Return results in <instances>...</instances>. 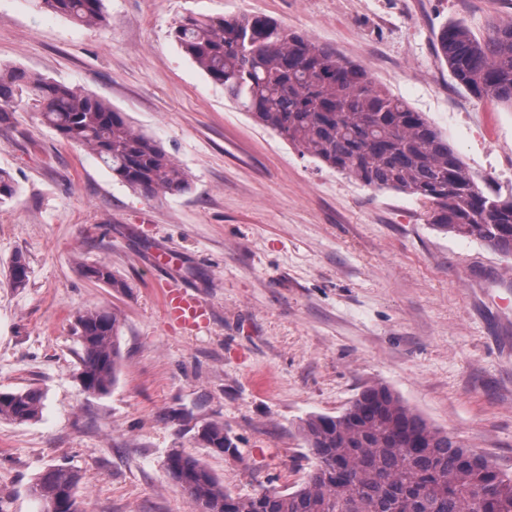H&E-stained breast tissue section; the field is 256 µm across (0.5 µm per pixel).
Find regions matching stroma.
Wrapping results in <instances>:
<instances>
[{
    "instance_id": "35a3bbf8",
    "label": "stroma",
    "mask_w": 512,
    "mask_h": 512,
    "mask_svg": "<svg viewBox=\"0 0 512 512\" xmlns=\"http://www.w3.org/2000/svg\"><path fill=\"white\" fill-rule=\"evenodd\" d=\"M80 26L42 0H0V68L80 87L125 113L188 175L152 199L22 107L0 123V390L35 387L38 420H0V512H43L51 465L80 477L84 512H190L165 460L181 450L233 495L301 483L298 434L380 382L430 424L512 472V256L427 224L420 201L301 156L230 102L172 37L183 16L262 15L363 64L448 139L479 181L512 193V108L453 79L438 34L483 39L512 0H103ZM25 287L6 277L15 254ZM170 256L166 268L155 255ZM108 264L125 281L84 277ZM174 278L209 308L200 333L167 321ZM116 310L122 362L105 395L75 375V319ZM223 423L236 445L197 441ZM83 276L102 282L112 288H125L126 284L118 279L112 269L105 263L84 265L81 268ZM197 440L202 442L206 448H210L213 453L224 455L235 449L232 439L224 432V425L218 422L206 424L197 433Z\"/></svg>"
}]
</instances>
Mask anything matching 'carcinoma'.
<instances>
[{"mask_svg":"<svg viewBox=\"0 0 512 512\" xmlns=\"http://www.w3.org/2000/svg\"><path fill=\"white\" fill-rule=\"evenodd\" d=\"M43 4L80 25L104 22L103 0ZM173 38L199 70L224 86L225 97L300 154L370 188L412 196L427 206L426 221L436 230L512 255V195L480 187L426 116L377 86L362 64L250 14L188 15ZM438 50L454 80L472 95L512 105V24L484 39L448 24ZM25 92L60 138L88 149L122 183L150 198L189 189L186 174L158 142L76 86L0 68L1 122ZM81 272L111 288L126 287L105 263L84 265ZM27 279L26 260L17 254L10 262L11 285L23 288ZM120 330L113 310L77 316V379L85 390L103 395L116 383ZM42 400L33 387L0 391V420L34 421ZM298 430L316 463L292 491L234 496L204 463L179 450L165 465L191 512H512V472L430 425L385 385L365 387L338 416L306 417ZM197 440L220 455L234 447L218 422L203 426ZM76 484L72 469L56 465L33 482L31 493L44 505L56 503L60 512H83Z\"/></svg>","mask_w":512,"mask_h":512,"instance_id":"1","label":"carcinoma"}]
</instances>
